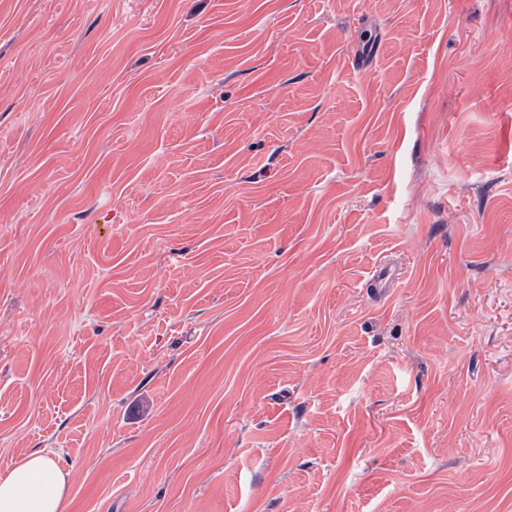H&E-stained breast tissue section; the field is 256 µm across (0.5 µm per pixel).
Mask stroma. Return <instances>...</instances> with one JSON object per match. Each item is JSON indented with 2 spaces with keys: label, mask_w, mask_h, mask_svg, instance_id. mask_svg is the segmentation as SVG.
<instances>
[{
  "label": "stroma",
  "mask_w": 512,
  "mask_h": 512,
  "mask_svg": "<svg viewBox=\"0 0 512 512\" xmlns=\"http://www.w3.org/2000/svg\"><path fill=\"white\" fill-rule=\"evenodd\" d=\"M35 451L68 512H512V0H0Z\"/></svg>",
  "instance_id": "1"
}]
</instances>
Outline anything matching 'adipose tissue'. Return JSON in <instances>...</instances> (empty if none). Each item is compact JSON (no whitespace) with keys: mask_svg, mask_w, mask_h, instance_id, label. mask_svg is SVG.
Masks as SVG:
<instances>
[{"mask_svg":"<svg viewBox=\"0 0 512 512\" xmlns=\"http://www.w3.org/2000/svg\"><path fill=\"white\" fill-rule=\"evenodd\" d=\"M67 475L46 453L30 454L0 477V512H67Z\"/></svg>","mask_w":512,"mask_h":512,"instance_id":"ef3b65f1","label":"adipose tissue"}]
</instances>
